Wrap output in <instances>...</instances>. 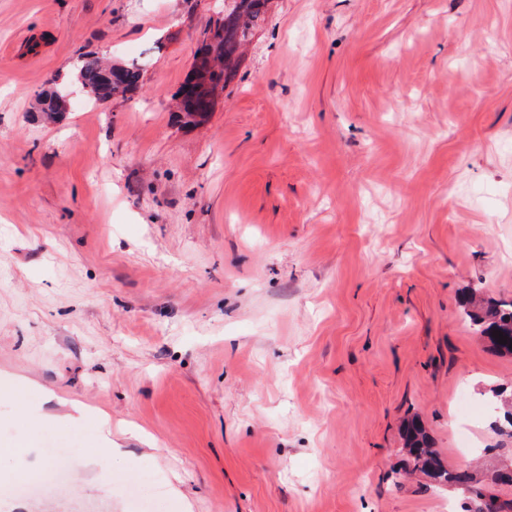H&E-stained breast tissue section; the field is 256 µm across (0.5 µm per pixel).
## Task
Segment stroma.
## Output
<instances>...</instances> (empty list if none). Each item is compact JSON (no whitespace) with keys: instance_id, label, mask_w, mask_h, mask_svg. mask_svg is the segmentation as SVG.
Returning a JSON list of instances; mask_svg holds the SVG:
<instances>
[{"instance_id":"stroma-1","label":"stroma","mask_w":512,"mask_h":512,"mask_svg":"<svg viewBox=\"0 0 512 512\" xmlns=\"http://www.w3.org/2000/svg\"><path fill=\"white\" fill-rule=\"evenodd\" d=\"M223 10L0 0V482L51 439L70 472L0 512H137L144 475L159 512H471L402 476L413 415L512 512V356L457 302L512 300V0H270L183 124ZM88 54L141 85L37 119ZM182 114L189 121H195L197 118L203 119L210 112H213V106L210 100L209 83L207 81L194 85L183 97Z\"/></svg>"}]
</instances>
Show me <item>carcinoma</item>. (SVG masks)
Here are the masks:
<instances>
[{"mask_svg":"<svg viewBox=\"0 0 512 512\" xmlns=\"http://www.w3.org/2000/svg\"><path fill=\"white\" fill-rule=\"evenodd\" d=\"M266 0H234V7L224 13V18L205 29L201 34L197 55H213L215 65L208 71V80L194 85L183 97V116L191 121L203 119L213 111L210 100L209 83L231 81L239 65L237 51L261 20ZM143 80L141 65L112 64L94 54L86 55L80 66L76 82L85 88L96 100H104L116 93H126L137 89ZM59 94L48 90L40 98L41 109L38 116L45 122H55L63 116L59 111ZM462 314L474 334L481 336L490 347L500 353L512 354V301L488 298L476 301L473 291L458 295ZM500 331L507 336V343L500 344L492 337V332ZM489 401L498 412L504 411V421L512 428V393L507 395L502 387L489 390ZM406 452L405 470L419 471L431 478L439 486L459 489L469 487L470 476L465 469H450L444 465L439 454L431 448L428 433L423 424L412 419L402 429Z\"/></svg>","mask_w":512,"mask_h":512,"instance_id":"obj_1","label":"carcinoma"}]
</instances>
